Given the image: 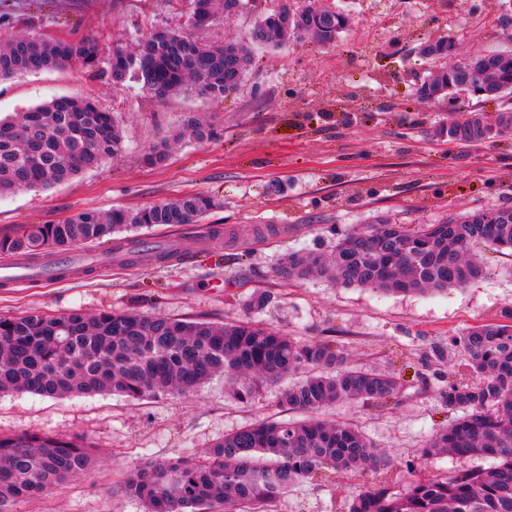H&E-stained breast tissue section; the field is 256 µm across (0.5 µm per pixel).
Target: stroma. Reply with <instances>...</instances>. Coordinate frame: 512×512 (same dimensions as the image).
Returning a JSON list of instances; mask_svg holds the SVG:
<instances>
[{"label": "stroma", "mask_w": 512, "mask_h": 512, "mask_svg": "<svg viewBox=\"0 0 512 512\" xmlns=\"http://www.w3.org/2000/svg\"><path fill=\"white\" fill-rule=\"evenodd\" d=\"M319 2L349 13L341 37L325 46L302 38L257 51L239 88L221 100L150 97L77 64L0 81L1 117L78 94L115 113L125 130L122 152L99 168L49 190L0 198V237L86 209H137L192 193L218 202L200 223L137 233L174 245L204 241L207 251L102 271L86 260L104 245L82 246L84 262L63 278L0 282V317L31 309L160 312L215 323L249 317L301 341H332L352 364L400 379L395 402L379 408L345 400L330 414L388 453L401 487L415 475L458 466L448 455L421 458L432 434L457 417L439 399L456 376L430 350L469 327L512 321V254L482 248L486 278L410 295L341 287L317 276L287 281L278 267L291 252H331L339 237L380 217L435 224L469 209L512 207V136L450 143L457 103H423L414 95L435 67L420 53L425 41L456 39L463 58L512 50V11L500 10L498 0ZM273 7L272 0H246L237 16L193 36L215 46L247 42L257 18ZM189 14L188 0H0V41L90 37L108 53L118 44L133 46L153 28L186 26ZM191 118L208 125L212 139L173 142ZM161 145L169 148L166 160L148 164L146 153ZM260 293L269 294L267 306L250 309ZM282 392V385H267L242 403L218 378L185 395L141 401L0 394V435L70 434L96 453L87 474L18 500L13 512H142L115 491L134 465L202 452L259 418L291 419ZM375 480L368 470L318 479L278 498L274 510L348 512L351 499Z\"/></svg>", "instance_id": "stroma-1"}]
</instances>
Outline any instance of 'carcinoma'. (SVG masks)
<instances>
[{
    "label": "carcinoma",
    "mask_w": 512,
    "mask_h": 512,
    "mask_svg": "<svg viewBox=\"0 0 512 512\" xmlns=\"http://www.w3.org/2000/svg\"><path fill=\"white\" fill-rule=\"evenodd\" d=\"M190 19L211 22L225 14L226 0H190ZM349 15L314 2L296 13L282 5L259 18L248 44H202L181 28L163 27L141 37L134 50L116 48L103 58L91 38L50 42L21 35L0 44V80L49 71L69 63L101 70L112 82L133 83L159 98L192 93L222 99L242 83L254 50L279 47L310 36L331 44ZM456 41L428 42L432 60L455 55ZM494 98L512 94V52L490 51L475 62ZM462 74L443 66L415 89L421 101L459 95ZM484 139L512 129V111L489 123L475 116ZM124 134L112 112L88 97L56 96L18 117L0 118V198L22 189H49L99 167L118 155ZM218 205L203 194L183 196L138 210L107 214L80 211L61 224H23L0 238V255L29 260L77 245L115 242L138 229L194 224ZM119 258L151 257L135 243ZM512 252V208L450 214L417 230L386 219L336 242L330 255L293 252L279 268L283 278L319 276L343 287L384 294L445 292L486 276L472 247ZM433 356H461L468 375L439 393L461 412L431 437L421 457L446 453L463 467L445 475L416 476L395 489L388 478L352 499L348 512H512V325L487 323L435 345ZM309 375L289 385L282 401L301 420H261L227 434L201 455L156 459L134 466L120 484L146 512H269L280 496L326 471L353 476L389 467L387 453L348 424L321 417L341 400L385 401L397 394V378L348 364L326 341L301 342L252 320L226 322L173 318L165 314L80 312L53 314L32 309L0 317V393L44 398L108 392L141 400L186 394L217 376L243 399L263 385L299 371ZM494 461L488 469L470 460ZM91 447L77 438L23 432L0 435V512L80 477L94 465Z\"/></svg>",
    "instance_id": "1"
}]
</instances>
